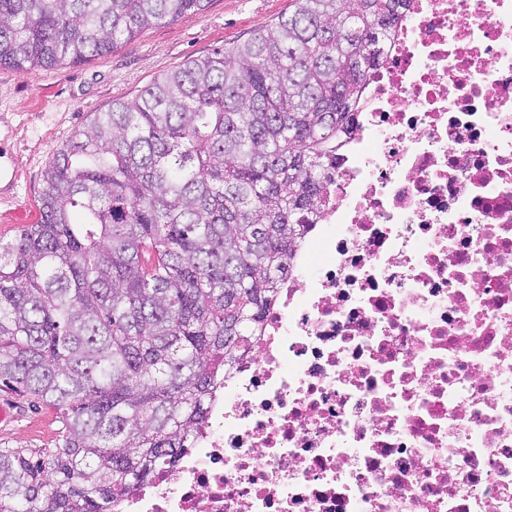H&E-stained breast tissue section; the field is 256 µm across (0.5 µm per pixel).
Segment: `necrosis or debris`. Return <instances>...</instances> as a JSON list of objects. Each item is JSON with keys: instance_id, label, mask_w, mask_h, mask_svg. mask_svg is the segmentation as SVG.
Masks as SVG:
<instances>
[{"instance_id": "4bbe7bcc", "label": "necrosis or debris", "mask_w": 512, "mask_h": 512, "mask_svg": "<svg viewBox=\"0 0 512 512\" xmlns=\"http://www.w3.org/2000/svg\"><path fill=\"white\" fill-rule=\"evenodd\" d=\"M263 331L114 512H512V0H411Z\"/></svg>"}]
</instances>
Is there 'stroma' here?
Here are the masks:
<instances>
[{"instance_id": "1", "label": "stroma", "mask_w": 512, "mask_h": 512, "mask_svg": "<svg viewBox=\"0 0 512 512\" xmlns=\"http://www.w3.org/2000/svg\"><path fill=\"white\" fill-rule=\"evenodd\" d=\"M291 0H209L206 9L139 34L111 53L75 65L34 73L0 68V155L12 157L16 185L0 188V238L13 239L19 225L2 213L25 205L39 209L42 174L56 148L87 124L91 113L141 92L157 75L186 60L211 54L249 37L287 13ZM0 405L12 417L0 423V448L34 452L53 447L63 420L22 390L0 385Z\"/></svg>"}]
</instances>
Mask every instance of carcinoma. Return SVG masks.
Wrapping results in <instances>:
<instances>
[{
  "label": "carcinoma",
  "instance_id": "carcinoma-1",
  "mask_svg": "<svg viewBox=\"0 0 512 512\" xmlns=\"http://www.w3.org/2000/svg\"><path fill=\"white\" fill-rule=\"evenodd\" d=\"M208 0H0V67L78 64ZM293 10L93 113L0 240V383L55 409L0 512H110L199 430L327 202L407 0Z\"/></svg>",
  "mask_w": 512,
  "mask_h": 512
}]
</instances>
